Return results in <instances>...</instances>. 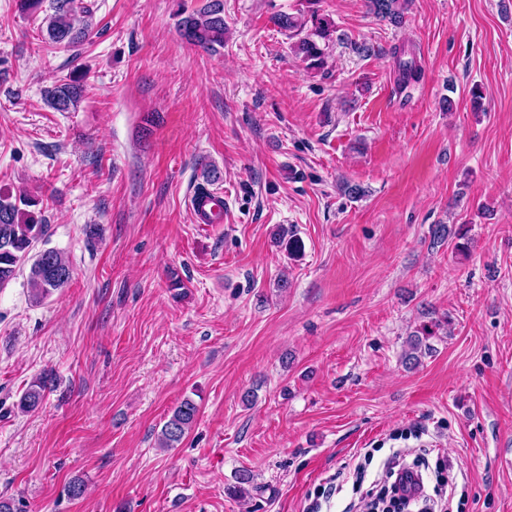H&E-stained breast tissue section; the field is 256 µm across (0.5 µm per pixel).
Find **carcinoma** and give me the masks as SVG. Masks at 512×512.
Wrapping results in <instances>:
<instances>
[{
	"instance_id": "carcinoma-1",
	"label": "carcinoma",
	"mask_w": 512,
	"mask_h": 512,
	"mask_svg": "<svg viewBox=\"0 0 512 512\" xmlns=\"http://www.w3.org/2000/svg\"><path fill=\"white\" fill-rule=\"evenodd\" d=\"M408 7V0H368L372 14L392 24H400ZM52 13L44 18L46 26L41 28L44 39L63 47H74L82 43L91 31V11L79 0H50ZM311 25L310 33L300 38L295 49L309 61L312 68L323 65L325 45L332 35V25L318 11L309 10L308 18L283 14L278 25L293 33H300L306 25ZM177 30L187 43L204 50H214L224 46V0H206L200 8L181 13ZM405 52L396 51L398 62V85L403 87L420 78V70L414 60H405ZM84 84L73 79L49 88L46 91L48 106L57 112H69L78 107L83 98ZM35 200L31 197L15 196L0 191V288L7 286L17 273V269L28 258L34 243L45 235L46 225L42 224L31 207ZM72 277L69 262L54 249L38 252L30 266L29 281L33 299L40 303L54 292L64 288ZM434 335L425 326L409 341L403 362L409 369L416 367L422 350L430 349L423 340ZM51 389V378L47 375L33 380L22 393L16 407L21 412H30L39 407L46 392ZM198 405L191 399L182 400L163 423L158 434L159 446L176 448L187 437L197 419Z\"/></svg>"
}]
</instances>
